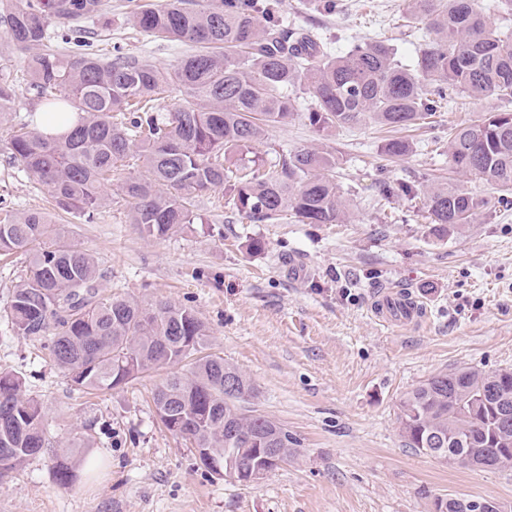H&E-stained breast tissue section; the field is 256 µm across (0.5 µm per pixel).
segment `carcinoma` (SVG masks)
Instances as JSON below:
<instances>
[{"mask_svg": "<svg viewBox=\"0 0 512 512\" xmlns=\"http://www.w3.org/2000/svg\"><path fill=\"white\" fill-rule=\"evenodd\" d=\"M103 0H20L3 7L0 24L25 60L30 90L45 112L76 113L61 136L22 126L6 149L36 177L56 207L90 223L104 202L102 188L129 157L143 171L122 190L133 223L162 238L201 224L195 198L217 188L253 221L291 212L301 224H343L348 210L336 183L343 158L327 145L336 132L370 119L381 127L424 124L465 94L512 103V0H409L389 38L349 42L337 53L320 35L271 0H186L140 4L129 18L155 40L190 44L195 53L171 70L114 50L104 61L83 40V22L99 17ZM59 20L68 48L50 49L48 26ZM425 30L414 55L400 43ZM185 102L160 113L170 88ZM321 143L275 152L254 151L268 131L288 123L301 95ZM20 100L0 78V112ZM448 164L496 187L491 200L461 185L428 186L381 180V198L423 197L430 230L439 238L512 204V110L493 112L448 133ZM31 254L6 309L20 335L46 340L54 367L76 389L111 390L141 375L188 363L154 391L163 426L189 443L212 473L258 466L270 472L294 449L288 430L244 406L251 380L217 354H203L209 327L190 306L159 300L102 298L104 272L95 255L57 235L36 210L0 211V256ZM400 432L409 447L448 460L464 454L493 468L512 466V370L471 368L439 373L400 403ZM39 400L23 378L0 372V479L47 447ZM275 451L267 464L254 439ZM56 477L76 479L68 452L56 455Z\"/></svg>", "mask_w": 512, "mask_h": 512, "instance_id": "carcinoma-1", "label": "carcinoma"}]
</instances>
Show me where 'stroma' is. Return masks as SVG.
Instances as JSON below:
<instances>
[{"label":"stroma","mask_w":512,"mask_h":512,"mask_svg":"<svg viewBox=\"0 0 512 512\" xmlns=\"http://www.w3.org/2000/svg\"><path fill=\"white\" fill-rule=\"evenodd\" d=\"M140 0H107L87 24L104 58L113 44L168 69L188 45L136 33L128 16ZM346 15L312 12L308 0H279L300 22L320 24L344 49L348 37L390 35L407 0H344ZM26 54L0 30V75L16 78L21 98L0 113V143L33 123ZM500 101L459 96L428 123L402 131L411 152L392 159L386 131L366 122L337 133L344 157L336 176L346 224H300L291 213L253 222L224 205L222 191L197 197L202 223L163 238L132 224L120 181L94 223L55 209L38 180L0 150V201L41 210L65 240L93 252L106 277L102 297L192 306L210 328L209 352L251 379L250 406L287 429L294 454L260 481L243 484L207 471L189 444L166 430L152 400L166 370L111 391L88 394L51 366L43 341L17 334L5 308L28 264L0 258V371L24 378L44 410L55 448L79 439L75 461L98 458L70 486L41 454L0 479V512H434L436 499L470 494L512 512V468H465L406 447L398 415L404 395L434 374L472 368L512 370V206L436 239L420 200L378 196V182L458 184L497 198L483 181L454 172L450 127L500 109ZM304 115L271 129L262 153L319 145ZM403 289L422 297L416 327L392 328L371 311L374 295Z\"/></svg>","instance_id":"1"}]
</instances>
